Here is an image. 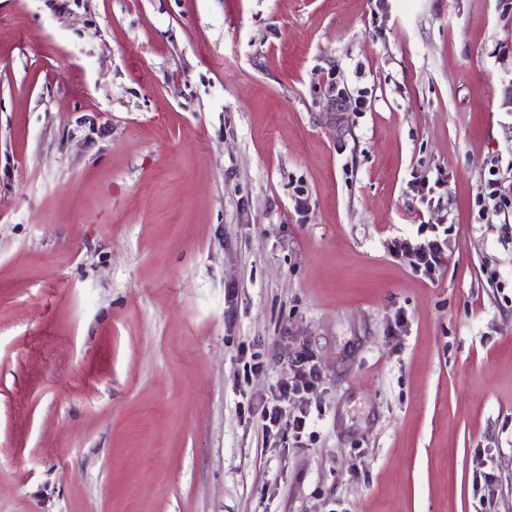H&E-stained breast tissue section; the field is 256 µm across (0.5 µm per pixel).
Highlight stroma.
<instances>
[{"mask_svg":"<svg viewBox=\"0 0 512 512\" xmlns=\"http://www.w3.org/2000/svg\"><path fill=\"white\" fill-rule=\"evenodd\" d=\"M492 166L512 0H0V512H512ZM451 230L450 225L420 222L416 235L393 239L390 253L393 257L407 258L413 270L431 280L448 258ZM322 379L319 365L306 351H299L291 362L288 363V371L285 372L278 383V397L273 398L265 408L263 419L266 432L277 434L280 430L286 411L281 407L282 402L293 398L298 402L292 415L288 414V425L293 430L295 438H299L304 431L307 418L310 415L307 394Z\"/></svg>","mask_w":512,"mask_h":512,"instance_id":"35a3bbf8","label":"stroma"}]
</instances>
